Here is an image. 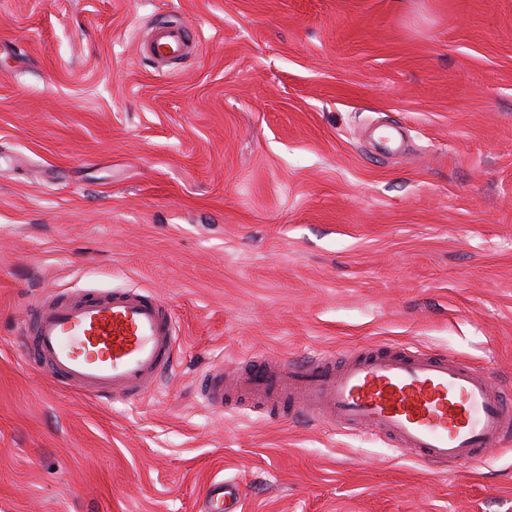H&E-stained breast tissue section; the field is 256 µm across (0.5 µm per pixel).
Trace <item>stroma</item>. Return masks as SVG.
<instances>
[{"instance_id":"35a3bbf8","label":"stroma","mask_w":512,"mask_h":512,"mask_svg":"<svg viewBox=\"0 0 512 512\" xmlns=\"http://www.w3.org/2000/svg\"><path fill=\"white\" fill-rule=\"evenodd\" d=\"M200 36L158 71L157 20ZM155 295V393L22 362L33 303ZM413 343L512 384V0H0V512H512V450L439 471L202 404L250 359ZM201 396L210 405L224 406V371L212 373ZM204 512H242L243 501L231 480L212 481L202 498Z\"/></svg>"}]
</instances>
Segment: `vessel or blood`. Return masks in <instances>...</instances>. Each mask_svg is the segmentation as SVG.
I'll return each mask as SVG.
<instances>
[{
  "instance_id": "vessel-or-blood-1",
  "label": "vessel or blood",
  "mask_w": 512,
  "mask_h": 512,
  "mask_svg": "<svg viewBox=\"0 0 512 512\" xmlns=\"http://www.w3.org/2000/svg\"><path fill=\"white\" fill-rule=\"evenodd\" d=\"M194 32L153 26L146 54L187 53ZM178 338L165 305L150 294L112 291L41 302L28 313L23 361L46 366L56 381L99 398L136 400L174 365ZM243 394L284 417L335 424L386 439L439 469H459L512 439V396L468 360L401 344L359 349L343 364L321 353L299 361L249 363ZM203 512H243L235 483L210 482Z\"/></svg>"
}]
</instances>
